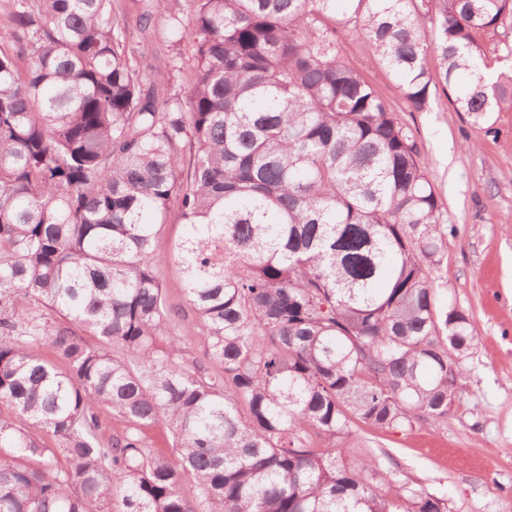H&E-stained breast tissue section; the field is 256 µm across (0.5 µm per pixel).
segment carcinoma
I'll use <instances>...</instances> for the list:
<instances>
[{
	"label": "carcinoma",
	"instance_id": "1",
	"mask_svg": "<svg viewBox=\"0 0 512 512\" xmlns=\"http://www.w3.org/2000/svg\"><path fill=\"white\" fill-rule=\"evenodd\" d=\"M136 2V32L121 0L6 3L0 512H448L350 455L352 416L439 424L476 336L438 302L447 225L417 133L340 37L364 35L413 111L439 88L479 122L512 108L478 41L512 0ZM170 261L219 373L172 330ZM99 408L121 434L102 439ZM183 225L180 223L178 211L171 208L168 216V224H164L160 230L158 244L162 250H170L181 238ZM145 436L155 451L164 455L173 453L172 438L167 428L156 425L145 430Z\"/></svg>",
	"mask_w": 512,
	"mask_h": 512
}]
</instances>
